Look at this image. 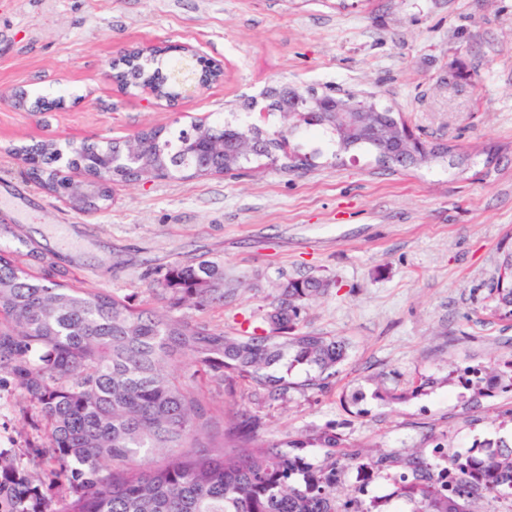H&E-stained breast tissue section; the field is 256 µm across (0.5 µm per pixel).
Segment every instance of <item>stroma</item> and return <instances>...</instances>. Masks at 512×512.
Segmentation results:
<instances>
[{
    "label": "stroma",
    "instance_id": "stroma-1",
    "mask_svg": "<svg viewBox=\"0 0 512 512\" xmlns=\"http://www.w3.org/2000/svg\"><path fill=\"white\" fill-rule=\"evenodd\" d=\"M164 45L193 48L222 77L174 108L109 79L121 51ZM271 86L373 96L469 159L401 170L326 153L301 172L262 160L244 175L120 185L108 209L88 215L10 153L123 142L232 113L269 132L287 124L260 112ZM18 89L66 105L31 112ZM253 99L259 111L244 110ZM510 237L512 0H0V248L34 273L45 269L38 252L84 287L158 309L171 264L216 258L238 280L236 296L181 313L229 335L264 327L289 280L327 281L295 328L347 343L335 380L278 400L237 378L208 386L225 421H260L258 442L325 428L350 450L511 440L512 391L475 399L458 379L459 368L512 360V318L488 299ZM26 406L0 387V448L41 440L22 422Z\"/></svg>",
    "mask_w": 512,
    "mask_h": 512
}]
</instances>
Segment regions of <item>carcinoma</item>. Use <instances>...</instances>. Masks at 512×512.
I'll return each instance as SVG.
<instances>
[{"mask_svg": "<svg viewBox=\"0 0 512 512\" xmlns=\"http://www.w3.org/2000/svg\"><path fill=\"white\" fill-rule=\"evenodd\" d=\"M168 49L150 59L132 53L116 67L115 79L129 88L150 84L164 98L178 96L168 78ZM355 97L365 115L385 133L422 140L390 107L373 97ZM327 134L336 154L363 150L383 166L372 136H348L329 122L305 123ZM287 130L264 134L226 120L203 127L150 128L136 135L138 151L127 144L70 145L74 166L95 181L76 186L71 208L80 212L112 204L108 184L133 177L193 179L249 168L254 159L280 162L291 171L321 154L291 156L284 151ZM238 146L226 159L218 143ZM14 153L29 164L31 177L50 191L67 187L57 172V147L24 144ZM499 275L489 299L496 312L512 315V243L500 244ZM327 287L316 276L288 281L270 303L263 334L244 331L228 336L204 321L172 311L185 305L205 309L224 304L234 288L224 277V263L201 255L169 266L159 284L169 312L151 306L134 308L105 290L80 288L65 279L38 276L0 249V380L5 378L28 403L24 423H45L44 441L20 454L0 448V512H381L356 492L339 494L336 475L347 465L341 439L331 429L308 444L322 450L318 459L298 454L300 445L255 441L257 422L244 415L224 427L222 413L206 401L204 386L229 372L248 381L270 399L284 396L290 383L277 369L306 365L312 373L301 388L324 387L346 358V343L329 336L299 334L293 326L304 303ZM505 369L485 370L486 387L505 385ZM487 459L478 472L462 475L451 493L438 487V474L448 467L464 470L452 455L437 461L422 453H383L357 458L393 475L394 493L411 505L409 512H480L492 494L512 492V444L485 442ZM159 455L163 463L149 469L140 458Z\"/></svg>", "mask_w": 512, "mask_h": 512, "instance_id": "1", "label": "carcinoma"}]
</instances>
